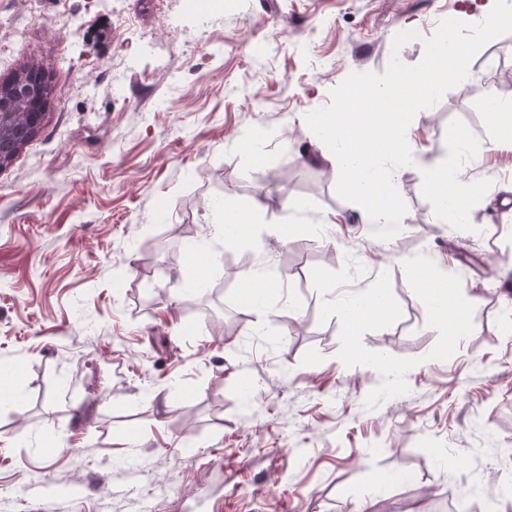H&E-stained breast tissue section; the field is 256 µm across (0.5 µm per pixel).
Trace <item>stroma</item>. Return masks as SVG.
Listing matches in <instances>:
<instances>
[{
    "mask_svg": "<svg viewBox=\"0 0 512 512\" xmlns=\"http://www.w3.org/2000/svg\"><path fill=\"white\" fill-rule=\"evenodd\" d=\"M488 2L0 0V82L34 63L52 86L0 169V512H512V148L488 149L484 105L512 101V33L409 142L464 164L465 224L441 230L409 167L402 232L373 237L304 132L350 73L417 64L441 20ZM405 30L419 39L393 51ZM253 127L271 130L258 160ZM260 194L253 242L225 237L223 209ZM181 224L191 247L147 261ZM242 259L275 282L265 316L224 269ZM415 261L456 285L464 334ZM374 291L390 315L351 339L332 300Z\"/></svg>",
    "mask_w": 512,
    "mask_h": 512,
    "instance_id": "1",
    "label": "stroma"
}]
</instances>
